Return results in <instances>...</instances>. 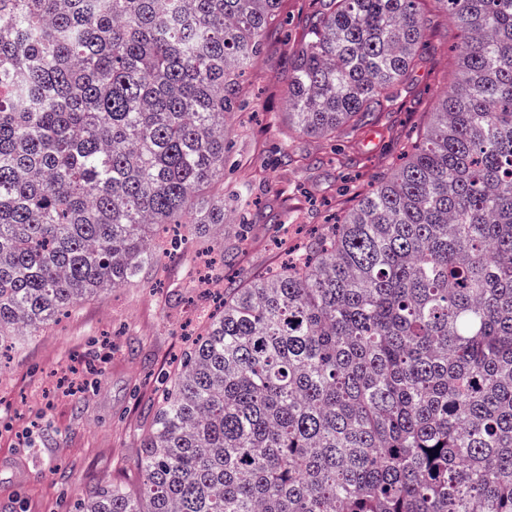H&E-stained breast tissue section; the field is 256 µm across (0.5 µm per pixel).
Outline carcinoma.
I'll return each instance as SVG.
<instances>
[{"label": "carcinoma", "mask_w": 512, "mask_h": 512, "mask_svg": "<svg viewBox=\"0 0 512 512\" xmlns=\"http://www.w3.org/2000/svg\"><path fill=\"white\" fill-rule=\"evenodd\" d=\"M288 130L342 141L460 31L391 176L224 289L136 486L74 512H512V0H319ZM283 0H0V373L14 339L224 224L226 120Z\"/></svg>", "instance_id": "obj_1"}]
</instances>
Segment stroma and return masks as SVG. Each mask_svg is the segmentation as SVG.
<instances>
[{
	"mask_svg": "<svg viewBox=\"0 0 512 512\" xmlns=\"http://www.w3.org/2000/svg\"><path fill=\"white\" fill-rule=\"evenodd\" d=\"M308 3L288 0L247 71L248 107L232 125L231 162L214 187L224 195V255L245 283L280 265L308 230L342 216L398 164L401 141L427 120L454 55L453 24L432 15L431 41L401 109L378 113L341 148L309 136L280 154L275 118L285 110L287 41L300 35ZM243 194L252 228L242 242L233 214ZM211 238L203 232L183 257L146 268L154 288L93 295L51 332L19 340L0 374V512H67L102 483L131 480L141 454L131 435L150 423L161 375L208 326L210 310L191 298L215 303L224 293L205 271L216 256Z\"/></svg>",
	"mask_w": 512,
	"mask_h": 512,
	"instance_id": "1",
	"label": "stroma"
}]
</instances>
